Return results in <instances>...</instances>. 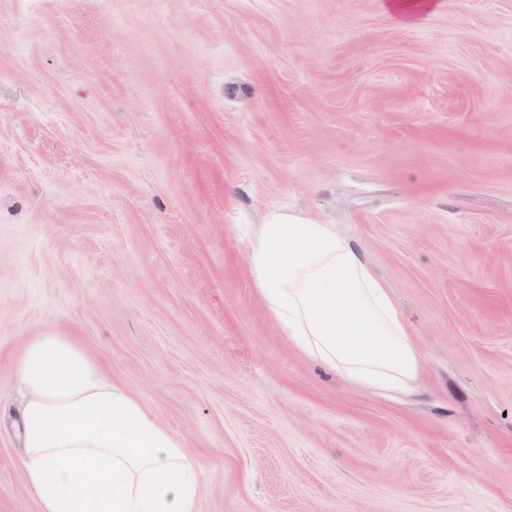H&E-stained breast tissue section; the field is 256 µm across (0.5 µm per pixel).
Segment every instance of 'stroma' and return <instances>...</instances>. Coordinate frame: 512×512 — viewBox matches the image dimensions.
<instances>
[{
    "mask_svg": "<svg viewBox=\"0 0 512 512\" xmlns=\"http://www.w3.org/2000/svg\"><path fill=\"white\" fill-rule=\"evenodd\" d=\"M0 0V512L26 341L180 434L198 512H512V0ZM336 225L408 320L399 402L296 351L249 271Z\"/></svg>",
    "mask_w": 512,
    "mask_h": 512,
    "instance_id": "1",
    "label": "stroma"
}]
</instances>
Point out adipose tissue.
<instances>
[{"instance_id":"1","label":"adipose tissue","mask_w":512,"mask_h":512,"mask_svg":"<svg viewBox=\"0 0 512 512\" xmlns=\"http://www.w3.org/2000/svg\"><path fill=\"white\" fill-rule=\"evenodd\" d=\"M250 270L278 331L379 395L417 392L421 357L364 254L335 225L280 210L255 225ZM14 428L39 512H198L199 467L180 436L66 336L30 340L17 363Z\"/></svg>"}]
</instances>
